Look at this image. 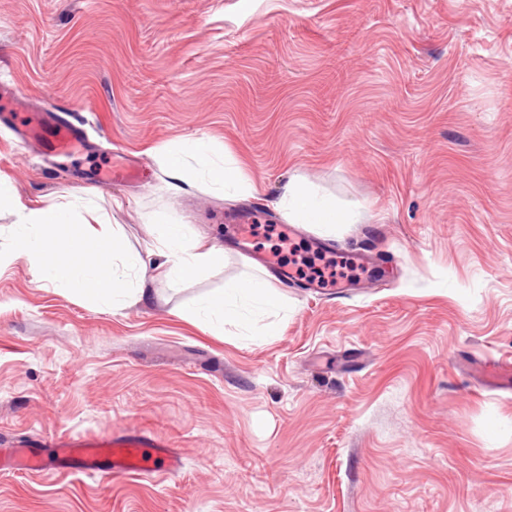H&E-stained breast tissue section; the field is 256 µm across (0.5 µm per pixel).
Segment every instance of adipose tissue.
Listing matches in <instances>:
<instances>
[{
    "label": "adipose tissue",
    "instance_id": "obj_1",
    "mask_svg": "<svg viewBox=\"0 0 512 512\" xmlns=\"http://www.w3.org/2000/svg\"><path fill=\"white\" fill-rule=\"evenodd\" d=\"M161 170L172 187L200 181L229 197L261 191L233 147L218 152L204 139L165 148ZM0 206L17 216L6 229L13 251L10 257L0 256V267L10 259H23L38 280L72 289L83 298L111 302L116 308L150 301L154 282L177 289L224 262L223 247L192 225L157 219L151 249L157 261L147 267L139 254L129 251L123 230L109 224L82 194L65 203L26 198L0 177ZM277 206L291 224H349L357 216L355 209L338 207L334 198L318 195L300 178L288 182ZM278 306L272 288L253 277L225 283L222 292L200 298L193 318L211 335L220 336L225 326L246 324L248 311L266 313Z\"/></svg>",
    "mask_w": 512,
    "mask_h": 512
}]
</instances>
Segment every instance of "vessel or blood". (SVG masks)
<instances>
[{"label":"vessel or blood","mask_w":512,"mask_h":512,"mask_svg":"<svg viewBox=\"0 0 512 512\" xmlns=\"http://www.w3.org/2000/svg\"><path fill=\"white\" fill-rule=\"evenodd\" d=\"M0 125L9 128L29 152L45 160L70 157L75 151L90 149L92 143L80 124L51 104H38L21 94L13 85L0 84ZM142 172L135 166L117 165L98 174L97 179L110 184L138 181ZM251 227L229 224L224 242L265 267L273 259L251 245ZM472 379L508 390L512 388V367L492 370L474 366ZM183 469L180 452L168 441L151 432L128 428L106 436L22 439L0 448V472L26 475L76 474L104 479L139 476L171 478Z\"/></svg>","instance_id":"b4317fda"}]
</instances>
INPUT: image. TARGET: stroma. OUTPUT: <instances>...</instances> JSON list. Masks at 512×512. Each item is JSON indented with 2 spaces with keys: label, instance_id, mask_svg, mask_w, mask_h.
I'll list each match as a JSON object with an SVG mask.
<instances>
[{
  "label": "stroma",
  "instance_id": "1",
  "mask_svg": "<svg viewBox=\"0 0 512 512\" xmlns=\"http://www.w3.org/2000/svg\"><path fill=\"white\" fill-rule=\"evenodd\" d=\"M0 81L102 133L43 163L0 133V176L63 203L87 190L146 252L164 215L223 241L251 213L268 252L301 176L357 207L308 224L392 257L375 287L314 296L279 280L258 340L186 313L263 268L223 267L112 308L0 273V440L138 426L178 476L0 474V512H512V392L465 365L512 358V0H0ZM240 144L264 191L172 190L148 148ZM117 147L141 183L96 185ZM120 199L122 208L112 206Z\"/></svg>",
  "mask_w": 512,
  "mask_h": 512
}]
</instances>
